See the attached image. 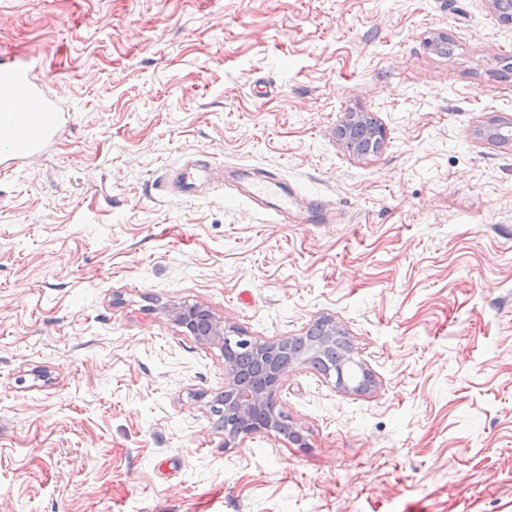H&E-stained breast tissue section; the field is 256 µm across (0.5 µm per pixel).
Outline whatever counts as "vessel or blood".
Instances as JSON below:
<instances>
[{
  "label": "vessel or blood",
  "mask_w": 512,
  "mask_h": 512,
  "mask_svg": "<svg viewBox=\"0 0 512 512\" xmlns=\"http://www.w3.org/2000/svg\"><path fill=\"white\" fill-rule=\"evenodd\" d=\"M36 70L30 58L0 54V129L14 137L10 145L0 146V167L39 155L58 134L63 109L43 80L36 78ZM209 167L208 161L199 160L181 169L177 175L181 193L193 194L197 180ZM244 196L279 215L287 213L291 203L278 174L270 171L254 180Z\"/></svg>",
  "instance_id": "b4317fda"
}]
</instances>
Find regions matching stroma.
<instances>
[{
    "label": "stroma",
    "instance_id": "obj_1",
    "mask_svg": "<svg viewBox=\"0 0 512 512\" xmlns=\"http://www.w3.org/2000/svg\"><path fill=\"white\" fill-rule=\"evenodd\" d=\"M446 34L452 55L429 38ZM0 53L69 108L0 173V512H512V26L489 0H0ZM366 112L387 137L348 152ZM217 164L218 189L170 194ZM276 170L287 223L242 196ZM329 316L374 383L299 365L307 437L224 445L218 347ZM364 129V136H369L370 145L374 143L372 151L378 152L386 139V130L374 118L365 112H348L344 119L336 127V135L342 140L347 149L353 153L365 155L369 151H363L361 137L358 135ZM210 167V163L205 160H198L195 163L187 164L177 175L179 192L192 195L195 192L197 180L201 177L202 173L207 172Z\"/></svg>",
    "mask_w": 512,
    "mask_h": 512
}]
</instances>
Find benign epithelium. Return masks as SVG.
Wrapping results in <instances>:
<instances>
[{"label":"benign epithelium","mask_w":512,"mask_h":512,"mask_svg":"<svg viewBox=\"0 0 512 512\" xmlns=\"http://www.w3.org/2000/svg\"><path fill=\"white\" fill-rule=\"evenodd\" d=\"M495 14L506 25H512V0H490ZM512 126L507 120L481 128L479 137L494 146L512 142L502 130ZM370 138L375 149L386 139V130L365 112H348L336 127V135L347 149L363 155L361 136ZM169 315L176 325L198 341L218 347L224 355V410L236 420V428L224 432V447H234L247 438L278 432L279 422L286 417L277 409L276 395L283 388L288 369L303 363V357L291 350L293 336L258 340L234 325H228L203 305L175 304ZM322 339L319 349L336 344L345 336L333 318L319 320Z\"/></svg>","instance_id":"7a95c632"}]
</instances>
